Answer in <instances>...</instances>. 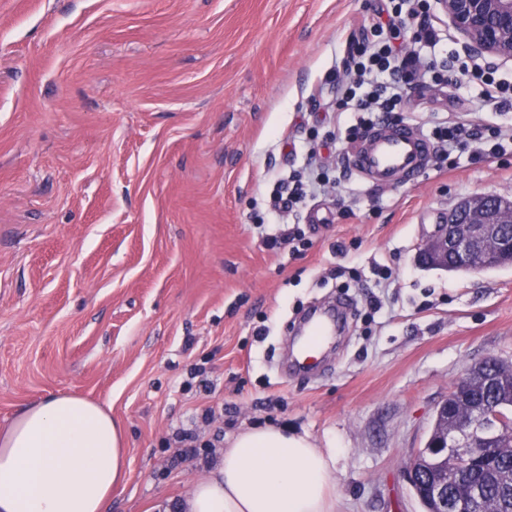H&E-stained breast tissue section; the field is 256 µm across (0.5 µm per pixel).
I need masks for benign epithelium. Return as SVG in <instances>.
<instances>
[{
  "instance_id": "1",
  "label": "benign epithelium",
  "mask_w": 512,
  "mask_h": 512,
  "mask_svg": "<svg viewBox=\"0 0 512 512\" xmlns=\"http://www.w3.org/2000/svg\"><path fill=\"white\" fill-rule=\"evenodd\" d=\"M439 13L448 20L463 45L480 58L512 59V0H437ZM512 224V198L499 195L469 196L448 211L435 232L419 247L418 261L432 268L479 273L487 269L490 256L501 245L500 226ZM457 258L448 266V255ZM509 429L512 422L495 410L473 411L467 417L454 415L452 435H442L431 444L432 453L448 459L454 448L450 475L428 487L433 512H484L483 489L472 478V466L485 454H509L511 448H495L488 436L491 422Z\"/></svg>"
}]
</instances>
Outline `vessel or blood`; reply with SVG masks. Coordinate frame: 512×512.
I'll list each match as a JSON object with an SVG mask.
<instances>
[{"label": "vessel or blood", "mask_w": 512, "mask_h": 512, "mask_svg": "<svg viewBox=\"0 0 512 512\" xmlns=\"http://www.w3.org/2000/svg\"><path fill=\"white\" fill-rule=\"evenodd\" d=\"M431 141L410 123L380 122L349 147L344 163L362 183L381 188L415 184L428 170ZM344 303L311 312L302 332L301 350L294 367L307 371L343 325Z\"/></svg>", "instance_id": "1"}]
</instances>
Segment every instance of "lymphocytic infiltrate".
Returning <instances> with one entry per match:
<instances>
[{"instance_id": "f902f5d3", "label": "lymphocytic infiltrate", "mask_w": 512, "mask_h": 512, "mask_svg": "<svg viewBox=\"0 0 512 512\" xmlns=\"http://www.w3.org/2000/svg\"><path fill=\"white\" fill-rule=\"evenodd\" d=\"M437 17L430 0H383L369 33L351 36L343 62L346 77L336 83L337 119L346 142H353L376 120L399 121L411 97L428 86L477 81L484 106L492 112L512 110V78L457 50L429 65L406 52L409 43L437 45ZM431 134L441 148V161L456 165L461 156L496 158L512 151V136L502 125L474 127L466 121L436 119Z\"/></svg>"}]
</instances>
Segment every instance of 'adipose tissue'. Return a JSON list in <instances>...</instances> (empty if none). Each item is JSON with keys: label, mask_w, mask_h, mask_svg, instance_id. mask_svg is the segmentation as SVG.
<instances>
[{"label": "adipose tissue", "mask_w": 512, "mask_h": 512, "mask_svg": "<svg viewBox=\"0 0 512 512\" xmlns=\"http://www.w3.org/2000/svg\"><path fill=\"white\" fill-rule=\"evenodd\" d=\"M338 449L268 425L239 432L184 512H333ZM126 475L123 432L101 405L51 395L0 433V512H106Z\"/></svg>", "instance_id": "ef3b65f1"}]
</instances>
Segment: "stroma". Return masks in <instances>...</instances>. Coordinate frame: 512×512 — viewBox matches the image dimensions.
Masks as SVG:
<instances>
[{
	"mask_svg": "<svg viewBox=\"0 0 512 512\" xmlns=\"http://www.w3.org/2000/svg\"><path fill=\"white\" fill-rule=\"evenodd\" d=\"M376 6L0 0V431L50 395L109 409L107 512H180L266 424L339 448L335 512H424L405 471L439 404L512 362V267L417 262L460 200L512 195V155L274 206L310 128L335 132L326 77ZM289 230L303 246L266 247ZM341 297L343 342L283 375L293 322Z\"/></svg>",
	"mask_w": 512,
	"mask_h": 512,
	"instance_id": "stroma-1",
	"label": "stroma"
}]
</instances>
